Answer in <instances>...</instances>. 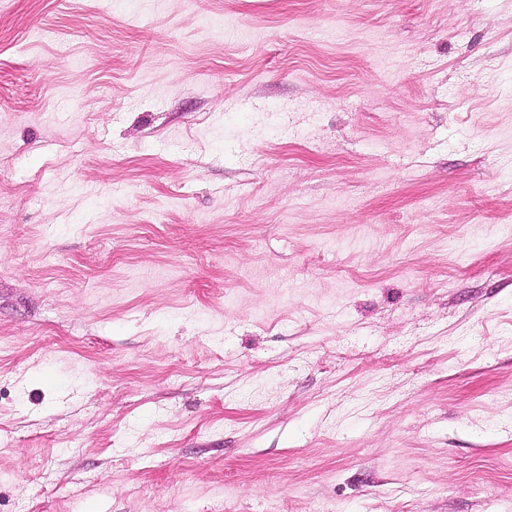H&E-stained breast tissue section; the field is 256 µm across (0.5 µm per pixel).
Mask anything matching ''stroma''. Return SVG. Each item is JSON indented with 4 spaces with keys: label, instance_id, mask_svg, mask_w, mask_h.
<instances>
[{
    "label": "stroma",
    "instance_id": "35a3bbf8",
    "mask_svg": "<svg viewBox=\"0 0 512 512\" xmlns=\"http://www.w3.org/2000/svg\"><path fill=\"white\" fill-rule=\"evenodd\" d=\"M0 512H512V0H0Z\"/></svg>",
    "mask_w": 512,
    "mask_h": 512
}]
</instances>
